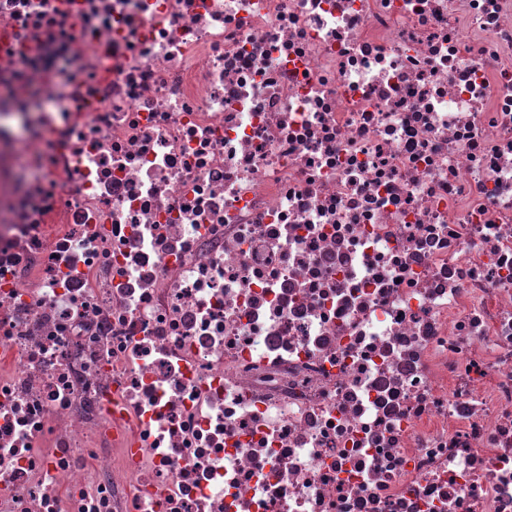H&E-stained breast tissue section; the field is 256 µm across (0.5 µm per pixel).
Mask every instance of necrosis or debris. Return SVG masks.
Segmentation results:
<instances>
[{
  "instance_id": "4bbe7bcc",
  "label": "necrosis or debris",
  "mask_w": 512,
  "mask_h": 512,
  "mask_svg": "<svg viewBox=\"0 0 512 512\" xmlns=\"http://www.w3.org/2000/svg\"><path fill=\"white\" fill-rule=\"evenodd\" d=\"M0 512H512V0H0Z\"/></svg>"
}]
</instances>
